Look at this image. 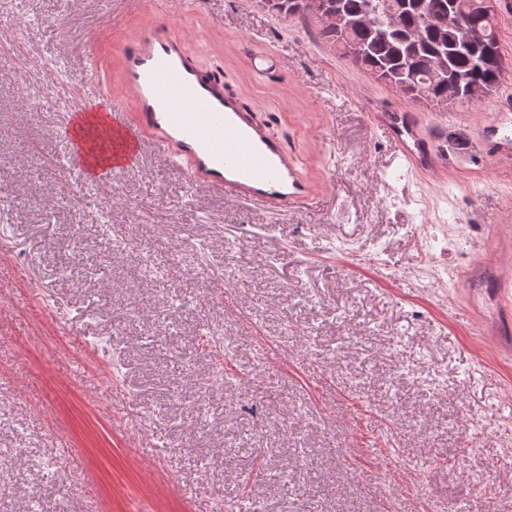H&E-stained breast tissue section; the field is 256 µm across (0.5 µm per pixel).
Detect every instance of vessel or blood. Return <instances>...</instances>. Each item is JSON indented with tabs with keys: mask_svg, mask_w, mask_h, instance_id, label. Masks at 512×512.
<instances>
[{
	"mask_svg": "<svg viewBox=\"0 0 512 512\" xmlns=\"http://www.w3.org/2000/svg\"><path fill=\"white\" fill-rule=\"evenodd\" d=\"M120 91L91 79L92 93L110 101L106 128L118 136L121 150L111 168L88 178L86 158L69 164L80 186L105 189L133 169L144 144L184 164L192 182L256 205L285 206L311 200L308 184L294 155L241 100L224 91L221 75L201 71L183 37L149 26L123 58ZM136 100L134 117L123 112L121 93ZM378 127L394 143L407 171L430 172L443 164L433 142L423 137L407 112H381ZM486 155H512V138L499 124L488 125ZM464 283L477 289L486 309L482 333L503 351L512 352V235H497L494 255L476 260Z\"/></svg>",
	"mask_w": 512,
	"mask_h": 512,
	"instance_id": "b4317fda",
	"label": "vessel or blood"
}]
</instances>
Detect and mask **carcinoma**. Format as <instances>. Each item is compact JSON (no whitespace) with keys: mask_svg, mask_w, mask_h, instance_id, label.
I'll return each instance as SVG.
<instances>
[{"mask_svg":"<svg viewBox=\"0 0 512 512\" xmlns=\"http://www.w3.org/2000/svg\"><path fill=\"white\" fill-rule=\"evenodd\" d=\"M306 0H274L271 9L311 22ZM345 26L315 22L320 37L330 40L389 84H400L407 96L441 108L468 102L473 84L487 91L504 79L498 23L484 19V37L462 48L465 33L448 21V12L469 10L472 0H324Z\"/></svg>","mask_w":512,"mask_h":512,"instance_id":"carcinoma-1","label":"carcinoma"}]
</instances>
